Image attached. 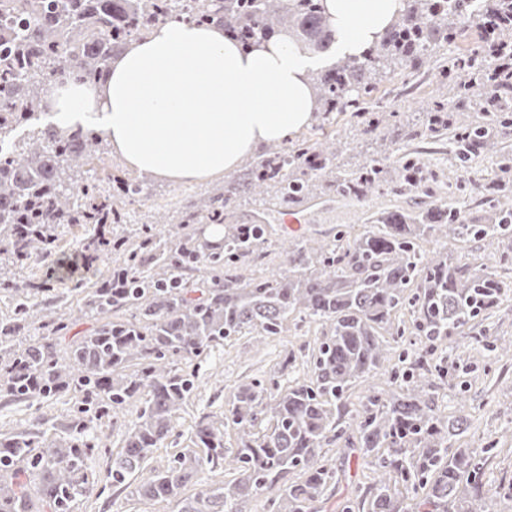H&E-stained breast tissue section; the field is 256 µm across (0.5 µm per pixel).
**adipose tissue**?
I'll list each match as a JSON object with an SVG mask.
<instances>
[{"label":"adipose tissue","mask_w":512,"mask_h":512,"mask_svg":"<svg viewBox=\"0 0 512 512\" xmlns=\"http://www.w3.org/2000/svg\"><path fill=\"white\" fill-rule=\"evenodd\" d=\"M400 8L401 0H326L336 54H359ZM315 62L287 40L246 52L223 27L174 18L113 60L103 86L57 88L50 111L58 127L103 130L144 178L199 182L312 123Z\"/></svg>","instance_id":"ef3b65f1"}]
</instances>
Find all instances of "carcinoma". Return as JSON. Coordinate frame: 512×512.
I'll return each instance as SVG.
<instances>
[{"label":"carcinoma","mask_w":512,"mask_h":512,"mask_svg":"<svg viewBox=\"0 0 512 512\" xmlns=\"http://www.w3.org/2000/svg\"><path fill=\"white\" fill-rule=\"evenodd\" d=\"M172 17L221 22L246 48L275 35L316 54L336 42L324 0H0V135L43 112L52 88L101 82L117 52ZM488 17L500 21L497 42L512 41V0H402L397 20L360 54L311 78L322 123L336 112L360 118L374 92L372 76L390 65L413 67L455 37L448 19L465 26ZM489 75L480 54L457 58L441 83L467 86L466 105L453 108L440 97L422 131L411 132L432 137L454 130L461 175L443 182L447 196L418 213L373 212L374 230L283 244L281 264L267 276L255 275L269 256L265 225L224 223V209L244 193L290 204L309 196L322 176L329 192L358 202L422 192L433 179L425 162L409 154L395 167L369 159L341 172L336 143L304 137L246 160L243 176L192 203L166 231L145 223L133 236L112 234L108 243L99 225L128 223L127 206L143 188L121 179L114 195L110 182L72 177L99 150L100 134L42 123L11 153H0V254L22 267L54 247L61 225L78 224L90 259L104 251L115 256L110 276L87 292L84 306L102 323L85 336H68L64 315L29 304L43 291L40 284L0 276V288L19 302L14 317L0 320V348L7 347L0 394L77 398L64 434L0 438V512H71L77 493L94 490L88 479V462L99 451L93 420L145 393L109 469L117 485L142 472L196 388L193 361L245 332L280 336L294 313L322 329L306 377L285 387L276 375L238 385L225 422H200L191 446L133 494L151 502L175 499L179 512H250V501L268 492L270 512H317L326 489L342 480L323 454L336 443L347 454L359 452L375 474L342 512H495L479 479L491 447L452 449L449 436L463 434L467 420L458 418L451 429L435 410L432 396L445 374L432 354L444 340L469 333L508 286L484 262L462 265L446 251L429 256L420 246L428 238L486 241L495 264L512 266V154H499L487 183L469 175L472 156L496 147L512 128V101L494 103L485 93ZM399 123V113L381 111L355 130L372 137ZM466 183L489 196L492 214L483 221L457 205ZM190 224H222L224 237L212 242L188 230ZM201 269L207 278L198 284L189 275ZM123 310L131 317L113 318ZM32 326L41 331L39 340L14 343ZM405 341L422 348L394 375L398 390L370 384L360 407L349 410V390L385 368L391 343ZM178 360L188 368L174 369ZM226 424L238 435L232 450L224 447ZM220 463L233 478L182 495L203 465ZM290 473L297 479L282 482Z\"/></svg>","instance_id":"1"}]
</instances>
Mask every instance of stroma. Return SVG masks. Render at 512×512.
<instances>
[{
  "mask_svg": "<svg viewBox=\"0 0 512 512\" xmlns=\"http://www.w3.org/2000/svg\"><path fill=\"white\" fill-rule=\"evenodd\" d=\"M483 48L481 28L474 22L436 53L425 57L416 68L380 70L374 78L377 105L388 112L426 111L442 91L439 81L442 67L461 54L479 52ZM333 127L338 147L337 163L346 169L370 157L393 161L412 150L422 152L430 168L437 172L453 170L457 164L454 133L450 130L445 131L438 142L410 140L401 126L393 125L384 135L365 140L356 135L349 115L343 113L337 114ZM223 185L220 178L178 185L152 180L145 183L141 202L130 206L129 212L137 223L168 221L185 201L197 200ZM297 211L301 229L296 233L283 224L282 213L270 214L271 251H278L280 244L288 241L332 238L343 224L353 225L358 232L364 229L362 209L353 200H309L298 206ZM36 302L40 308L69 315L71 335L88 334L96 325L94 317L85 313L83 295L73 290L71 280L50 282L48 290L40 293ZM474 325L480 332L479 337L462 339L454 336L438 346L436 361L447 368L448 378L434 394L433 402L449 419L467 417L468 429L460 439L461 444L474 448L489 446L490 452L482 469V484L484 490L491 493L512 486V356L502 355L491 347L494 339L512 336V300H504L489 316L478 317ZM319 335L318 327L305 325L264 340L250 334L238 336L217 347L203 362L196 389L175 415L169 437L151 454L146 473L164 470L173 456L189 445L202 418L223 420L238 384L273 373L279 369L285 355L314 347ZM75 405L76 400L69 393L47 398L0 395V437L46 428L62 430ZM140 406V401H133L114 419L94 422L92 432L101 451L90 459L89 466L98 478V486L93 494L76 496L73 512H178V505L173 501L145 505L129 488L115 487L106 477L108 455L120 451L125 426L135 418ZM326 456L336 469L344 471L346 478L339 488L328 491L321 512H338L339 504L347 497L367 489L372 474L356 456H345L337 448H327Z\"/></svg>",
  "mask_w": 512,
  "mask_h": 512,
  "instance_id": "obj_1",
  "label": "stroma"
}]
</instances>
